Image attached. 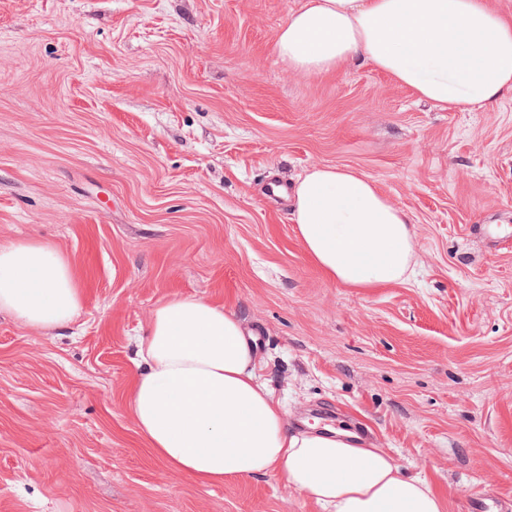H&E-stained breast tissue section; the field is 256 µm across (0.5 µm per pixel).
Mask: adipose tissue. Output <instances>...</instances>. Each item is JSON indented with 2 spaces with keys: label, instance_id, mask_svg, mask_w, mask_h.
<instances>
[{
  "label": "adipose tissue",
  "instance_id": "adipose-tissue-1",
  "mask_svg": "<svg viewBox=\"0 0 512 512\" xmlns=\"http://www.w3.org/2000/svg\"><path fill=\"white\" fill-rule=\"evenodd\" d=\"M274 51L321 74L364 62L436 105L496 103L512 92V21L487 0H302ZM306 254L352 288L405 281L416 260L411 218L368 177L314 167L294 189ZM83 307L67 255L51 243H0V313L39 331L67 328ZM128 408L172 470L205 484L271 475L325 512H446L445 498L401 472L385 449L345 429L293 427L256 376V346L234 311L173 294L138 338Z\"/></svg>",
  "mask_w": 512,
  "mask_h": 512
}]
</instances>
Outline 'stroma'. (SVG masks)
Returning <instances> with one entry per match:
<instances>
[{"instance_id": "1", "label": "stroma", "mask_w": 512, "mask_h": 512, "mask_svg": "<svg viewBox=\"0 0 512 512\" xmlns=\"http://www.w3.org/2000/svg\"><path fill=\"white\" fill-rule=\"evenodd\" d=\"M301 0H0V242L71 260L61 335L0 314V512H323L279 478L171 471L126 407L173 293L224 304L297 425L348 422L466 512H512V93L440 109L274 52ZM352 168L410 218L412 278L350 288L283 195Z\"/></svg>"}]
</instances>
